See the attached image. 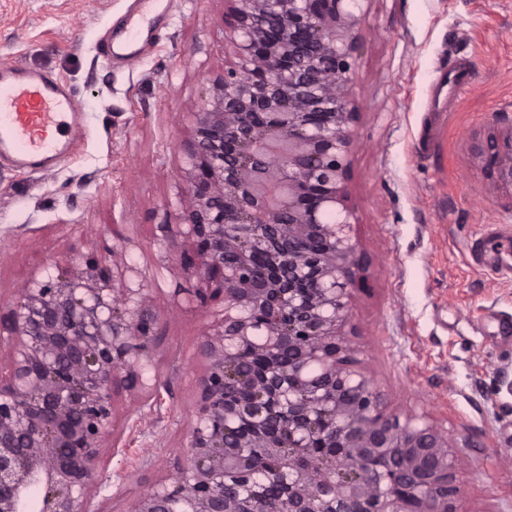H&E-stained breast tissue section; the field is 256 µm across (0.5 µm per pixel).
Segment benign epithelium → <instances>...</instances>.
Masks as SVG:
<instances>
[{
  "label": "benign epithelium",
  "instance_id": "obj_1",
  "mask_svg": "<svg viewBox=\"0 0 512 512\" xmlns=\"http://www.w3.org/2000/svg\"><path fill=\"white\" fill-rule=\"evenodd\" d=\"M361 2L225 0L236 61L189 113L181 259L224 316L197 344L182 460L123 512H407V495L457 512L447 433L387 412L342 333L366 264L345 205ZM472 153L512 206V124ZM56 271L19 289L0 334V512H100L116 391L130 415L163 403L157 299L98 261Z\"/></svg>",
  "mask_w": 512,
  "mask_h": 512
}]
</instances>
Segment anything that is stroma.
Listing matches in <instances>:
<instances>
[{
	"instance_id": "1",
	"label": "stroma",
	"mask_w": 512,
	"mask_h": 512,
	"mask_svg": "<svg viewBox=\"0 0 512 512\" xmlns=\"http://www.w3.org/2000/svg\"><path fill=\"white\" fill-rule=\"evenodd\" d=\"M358 29L346 205L367 266L346 332L388 411L447 432L460 512H512V209L471 152L512 123V0H364ZM108 37L121 50L107 62ZM233 57L224 0H155L145 23L137 0H0V64L52 72L80 103L51 170L0 156V299L65 257L159 298L164 402L129 417L120 397L110 433L107 470L132 472L131 495L184 446L196 345L221 321L179 265L182 144ZM457 64L472 75L460 95L443 76Z\"/></svg>"
}]
</instances>
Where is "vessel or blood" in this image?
I'll return each instance as SVG.
<instances>
[{"label":"vessel or blood","instance_id":"obj_1","mask_svg":"<svg viewBox=\"0 0 512 512\" xmlns=\"http://www.w3.org/2000/svg\"><path fill=\"white\" fill-rule=\"evenodd\" d=\"M77 109L70 88L54 74L0 66V152L10 153L19 167L52 161Z\"/></svg>","mask_w":512,"mask_h":512}]
</instances>
